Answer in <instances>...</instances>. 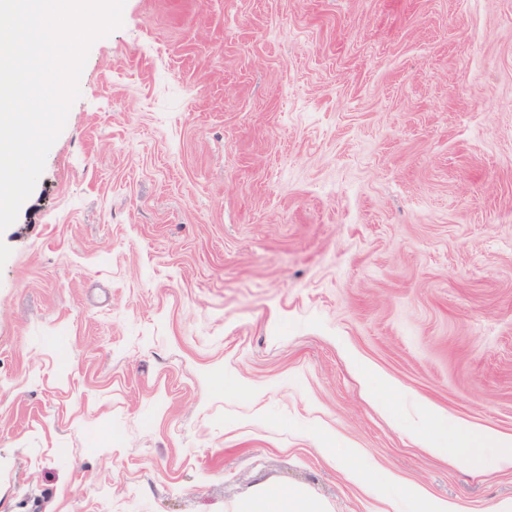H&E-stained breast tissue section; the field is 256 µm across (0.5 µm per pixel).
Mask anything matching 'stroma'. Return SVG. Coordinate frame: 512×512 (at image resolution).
Listing matches in <instances>:
<instances>
[{
    "instance_id": "1",
    "label": "stroma",
    "mask_w": 512,
    "mask_h": 512,
    "mask_svg": "<svg viewBox=\"0 0 512 512\" xmlns=\"http://www.w3.org/2000/svg\"><path fill=\"white\" fill-rule=\"evenodd\" d=\"M79 89L0 233V512L512 502L420 444L512 435V0H126ZM459 432L458 424L448 422V416L439 413L433 417L431 427L424 437L425 447L448 455V448H455ZM237 512H322L320 503L304 488L267 485L243 499Z\"/></svg>"
}]
</instances>
